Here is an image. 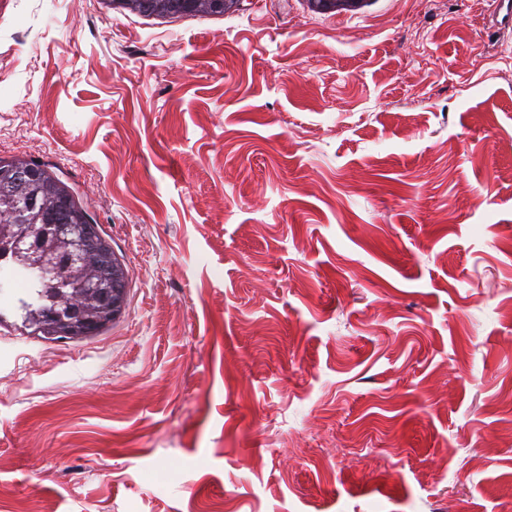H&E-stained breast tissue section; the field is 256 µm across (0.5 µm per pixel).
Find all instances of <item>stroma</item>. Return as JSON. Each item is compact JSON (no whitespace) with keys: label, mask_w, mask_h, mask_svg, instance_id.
Returning a JSON list of instances; mask_svg holds the SVG:
<instances>
[{"label":"stroma","mask_w":512,"mask_h":512,"mask_svg":"<svg viewBox=\"0 0 512 512\" xmlns=\"http://www.w3.org/2000/svg\"><path fill=\"white\" fill-rule=\"evenodd\" d=\"M505 0H0V159L130 272L0 293V512H512ZM127 304V287L120 281V277L116 274L112 281V295L108 293L103 296L99 312L101 326H109L113 321L117 320L125 311ZM63 305L53 309H30L28 323L34 325L45 339L61 337L62 339H82L92 334L91 324L83 317L81 307L64 299Z\"/></svg>","instance_id":"35a3bbf8"}]
</instances>
